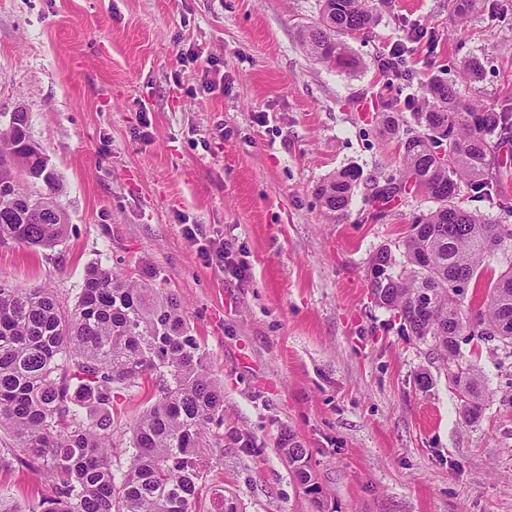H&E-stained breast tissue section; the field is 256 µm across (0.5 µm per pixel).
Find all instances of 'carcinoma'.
Returning a JSON list of instances; mask_svg holds the SVG:
<instances>
[{
	"mask_svg": "<svg viewBox=\"0 0 512 512\" xmlns=\"http://www.w3.org/2000/svg\"><path fill=\"white\" fill-rule=\"evenodd\" d=\"M320 2L301 41L315 59L351 71L359 60L345 38L370 32L388 0ZM408 108L422 132L401 141L402 179L374 187V196L416 188L436 207L412 226L400 255L387 247L372 255L380 273L368 285L378 305L454 363L463 412L476 419L485 384L473 365L463 364L459 339L512 345V231L456 199L464 186L512 211L490 180L501 166L500 145L512 140V107L486 108L432 79L422 103ZM11 148L13 168L0 173V238L52 247L67 228L56 202L60 182L31 139L25 112L0 126V153ZM358 179L346 169L318 187L326 220L345 215ZM30 182L44 189L31 192ZM499 253L507 268L478 307L465 306L455 281L478 283L487 258ZM149 380L158 383L160 397L137 418L132 460L118 476L115 398ZM223 408L224 388L173 294L102 267L87 271L68 307L47 288L0 281V430L14 437L16 462L45 476L36 512H201V461L221 441L213 427L222 426ZM281 448L295 479L321 503L307 449L291 433Z\"/></svg>",
	"mask_w": 512,
	"mask_h": 512,
	"instance_id": "carcinoma-1",
	"label": "carcinoma"
}]
</instances>
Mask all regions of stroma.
<instances>
[{"label":"stroma","mask_w":512,"mask_h":512,"mask_svg":"<svg viewBox=\"0 0 512 512\" xmlns=\"http://www.w3.org/2000/svg\"><path fill=\"white\" fill-rule=\"evenodd\" d=\"M318 15L319 0H0V123L27 113L68 218L51 248L0 239V278L70 305L101 266L177 295L224 387L204 507L223 495L237 512H512V346H463L487 389L468 419L446 360L367 282L371 256L433 207L415 192L372 197L402 175L383 113L418 101L432 75L463 99L512 105V0H476L463 22L449 0H392L349 39L351 72L303 49L298 32ZM396 45L405 78L383 65ZM473 59L483 73L469 82ZM345 169L359 184L332 224L316 189ZM212 240L246 278L200 255ZM150 394L117 399L114 471L131 462ZM287 432L323 508L283 459ZM12 446L1 431L0 496L27 512L38 479Z\"/></svg>","instance_id":"35a3bbf8"}]
</instances>
